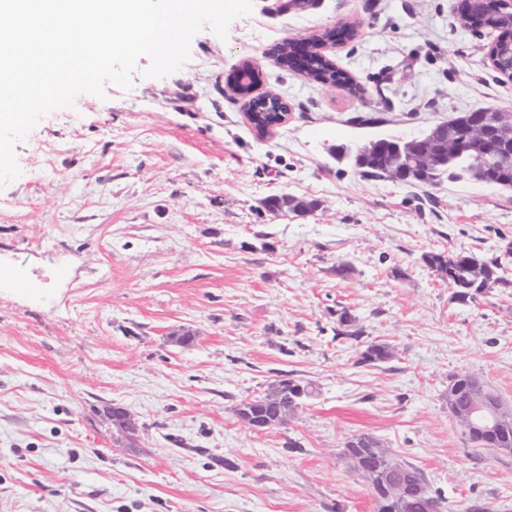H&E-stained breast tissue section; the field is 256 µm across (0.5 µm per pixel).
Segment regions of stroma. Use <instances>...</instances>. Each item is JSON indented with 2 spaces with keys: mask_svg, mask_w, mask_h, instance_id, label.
<instances>
[{
  "mask_svg": "<svg viewBox=\"0 0 512 512\" xmlns=\"http://www.w3.org/2000/svg\"><path fill=\"white\" fill-rule=\"evenodd\" d=\"M457 0H253L183 67L113 82L43 116L0 188V512H377L345 456L376 438L421 469L442 512H512V451L473 444L448 409L470 374L512 407V285L461 302L429 252L499 258L512 282V188L409 185L350 155L461 113L512 115V81ZM350 20L326 56L356 91L270 51ZM257 64L287 122L257 133L229 81ZM317 200L299 216L263 201ZM347 274H338V266ZM359 338L344 336L342 312ZM190 335L182 346L178 336ZM372 344L392 356L366 363ZM279 379L312 395L283 424L236 409ZM125 408L134 435L106 410Z\"/></svg>",
  "mask_w": 512,
  "mask_h": 512,
  "instance_id": "1",
  "label": "stroma"
}]
</instances>
